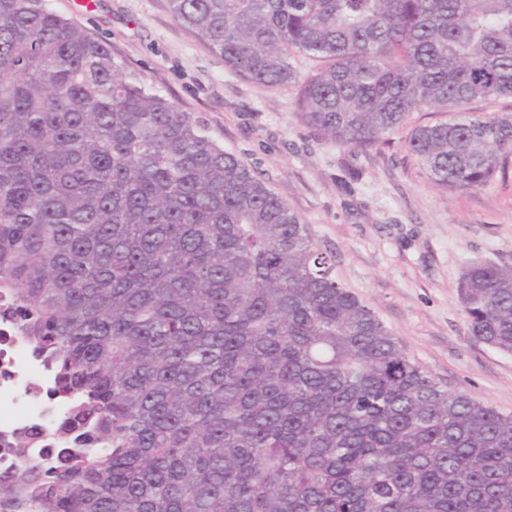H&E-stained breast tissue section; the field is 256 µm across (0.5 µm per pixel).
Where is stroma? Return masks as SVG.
Segmentation results:
<instances>
[{"mask_svg":"<svg viewBox=\"0 0 512 512\" xmlns=\"http://www.w3.org/2000/svg\"><path fill=\"white\" fill-rule=\"evenodd\" d=\"M46 4L245 161L412 360L443 387L512 414V354L470 335L456 292L472 262L512 268V173L471 191L432 185L405 145L410 127L433 121L427 112L370 152L332 144L297 120L295 88L241 79L174 20L167 0Z\"/></svg>","mask_w":512,"mask_h":512,"instance_id":"stroma-1","label":"stroma"}]
</instances>
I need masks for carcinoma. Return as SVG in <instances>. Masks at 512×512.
Here are the masks:
<instances>
[{
  "instance_id": "cac0c4a2",
  "label": "carcinoma",
  "mask_w": 512,
  "mask_h": 512,
  "mask_svg": "<svg viewBox=\"0 0 512 512\" xmlns=\"http://www.w3.org/2000/svg\"><path fill=\"white\" fill-rule=\"evenodd\" d=\"M243 80L367 152L413 112L427 178L512 166V0H168ZM323 62L302 77L295 55ZM200 121L46 7L0 0V292L85 448L0 474V512H512V415L449 391ZM470 335L512 354V269L474 262ZM471 113L481 116H494L501 113H512V98H499L495 101H477L467 106Z\"/></svg>"
}]
</instances>
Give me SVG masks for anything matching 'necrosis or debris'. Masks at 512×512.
Here are the masks:
<instances>
[{"instance_id":"4bbe7bcc","label":"necrosis or debris","mask_w":512,"mask_h":512,"mask_svg":"<svg viewBox=\"0 0 512 512\" xmlns=\"http://www.w3.org/2000/svg\"><path fill=\"white\" fill-rule=\"evenodd\" d=\"M67 404L55 390L53 373L19 339L14 321L0 317V471L15 465L7 443L21 430L37 439L28 451L31 463L53 461L55 449L45 433L61 420Z\"/></svg>"}]
</instances>
